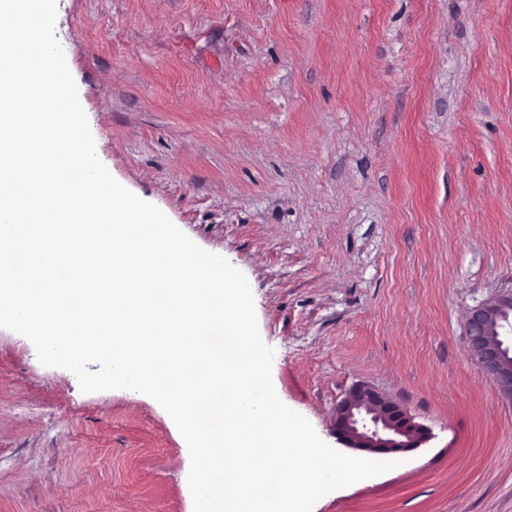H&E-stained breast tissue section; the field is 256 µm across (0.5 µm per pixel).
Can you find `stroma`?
<instances>
[{
	"label": "stroma",
	"instance_id": "obj_1",
	"mask_svg": "<svg viewBox=\"0 0 512 512\" xmlns=\"http://www.w3.org/2000/svg\"><path fill=\"white\" fill-rule=\"evenodd\" d=\"M99 159L247 278L279 398L366 382L432 432L313 512H512L466 312L512 290V0H57ZM151 397L0 329V512H193Z\"/></svg>",
	"mask_w": 512,
	"mask_h": 512
}]
</instances>
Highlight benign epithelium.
Instances as JSON below:
<instances>
[{
  "label": "benign epithelium",
  "mask_w": 512,
  "mask_h": 512,
  "mask_svg": "<svg viewBox=\"0 0 512 512\" xmlns=\"http://www.w3.org/2000/svg\"><path fill=\"white\" fill-rule=\"evenodd\" d=\"M512 317V290L471 309L465 337L471 358L512 403V353L497 330ZM334 432L345 447L374 454L404 453L430 440L427 427L415 421L400 402L367 383L353 386L336 410Z\"/></svg>",
  "instance_id": "1"
}]
</instances>
